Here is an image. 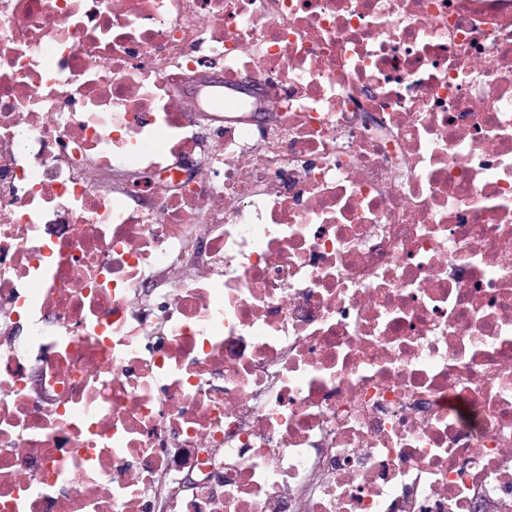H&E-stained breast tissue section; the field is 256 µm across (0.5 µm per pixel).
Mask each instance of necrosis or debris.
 <instances>
[{"label": "necrosis or debris", "mask_w": 512, "mask_h": 512, "mask_svg": "<svg viewBox=\"0 0 512 512\" xmlns=\"http://www.w3.org/2000/svg\"><path fill=\"white\" fill-rule=\"evenodd\" d=\"M481 503L512 0H0V512Z\"/></svg>", "instance_id": "necrosis-or-debris-1"}]
</instances>
